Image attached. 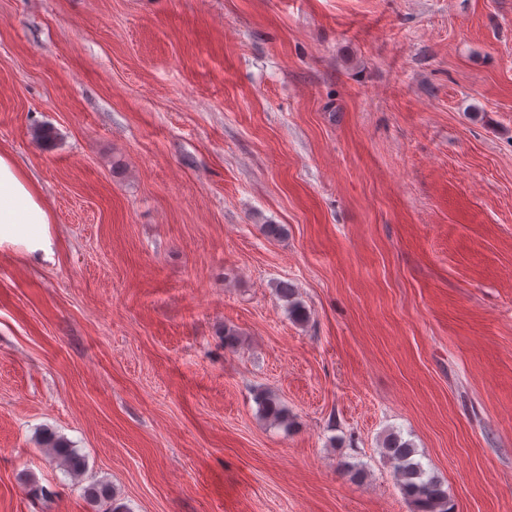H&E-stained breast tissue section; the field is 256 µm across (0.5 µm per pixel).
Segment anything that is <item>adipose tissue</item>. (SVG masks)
Instances as JSON below:
<instances>
[{"label": "adipose tissue", "instance_id": "ef3b65f1", "mask_svg": "<svg viewBox=\"0 0 512 512\" xmlns=\"http://www.w3.org/2000/svg\"><path fill=\"white\" fill-rule=\"evenodd\" d=\"M51 222L37 185L13 159L0 155V244L22 238L31 249L43 248Z\"/></svg>", "mask_w": 512, "mask_h": 512}]
</instances>
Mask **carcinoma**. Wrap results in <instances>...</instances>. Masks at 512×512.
Listing matches in <instances>:
<instances>
[{
    "label": "carcinoma",
    "mask_w": 512,
    "mask_h": 512,
    "mask_svg": "<svg viewBox=\"0 0 512 512\" xmlns=\"http://www.w3.org/2000/svg\"><path fill=\"white\" fill-rule=\"evenodd\" d=\"M295 288L289 283L278 286V295L284 300L292 312L302 316L300 305L295 301ZM262 416L272 422L288 425V409L276 398L262 397L259 400ZM41 444L56 458L64 471L78 477L85 469V459L64 438L52 431H44ZM382 448L385 455L392 461L395 473L400 481V487L415 512H452L448 502V491L443 482L435 475L427 473L423 464L415 459L416 450L412 444L402 440L395 434H388ZM87 497L94 501L108 502L114 499L112 488L105 484H91L84 489Z\"/></svg>",
    "instance_id": "1"
}]
</instances>
